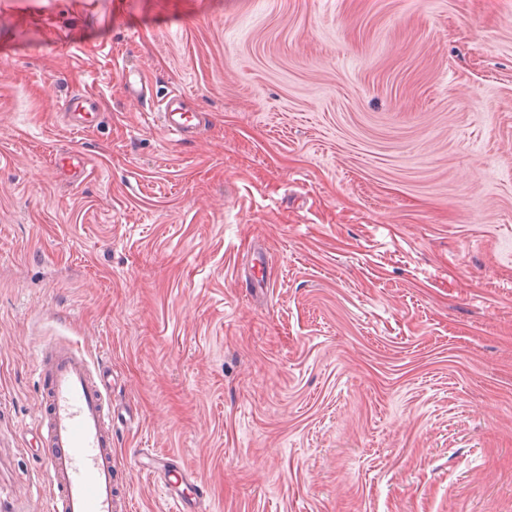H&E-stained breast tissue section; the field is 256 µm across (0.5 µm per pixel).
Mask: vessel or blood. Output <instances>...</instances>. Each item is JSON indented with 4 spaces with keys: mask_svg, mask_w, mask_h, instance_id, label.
Wrapping results in <instances>:
<instances>
[{
    "mask_svg": "<svg viewBox=\"0 0 512 512\" xmlns=\"http://www.w3.org/2000/svg\"><path fill=\"white\" fill-rule=\"evenodd\" d=\"M178 100V94H170L158 114L160 125L175 140L184 139L200 122L198 113L180 111ZM96 108L89 96H71L65 104L70 126L86 128ZM36 371L46 399L45 413L34 424L50 490L48 512H117L107 369L95 366L70 343L49 341L36 354ZM165 486L174 512H202L204 491L191 473L177 471Z\"/></svg>",
    "mask_w": 512,
    "mask_h": 512,
    "instance_id": "b4317fda",
    "label": "vessel or blood"
}]
</instances>
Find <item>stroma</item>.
<instances>
[{
  "label": "stroma",
  "mask_w": 512,
  "mask_h": 512,
  "mask_svg": "<svg viewBox=\"0 0 512 512\" xmlns=\"http://www.w3.org/2000/svg\"><path fill=\"white\" fill-rule=\"evenodd\" d=\"M59 338L132 512H512V0H0V512ZM180 94L172 93L164 103L161 112H158V121L162 128L173 140H182L191 129L200 122L201 114L195 112H181L180 107H175ZM98 109L97 102L86 95H73L65 104L66 114L69 116L70 126L76 129H85L89 126L87 115H92ZM146 471H149L153 474L159 476L168 491L169 500L174 505L172 510L175 512H203L201 509L202 498L204 495V491L202 486H200L195 479V477L186 472L185 470H178L176 475H174L176 481L173 482L170 480V475L166 472H160L156 467L152 466L151 468H147ZM184 485L186 488L192 487L193 491L188 494V496L184 495L183 491L179 490V486ZM179 490V491H177Z\"/></svg>",
  "instance_id": "obj_1"
}]
</instances>
